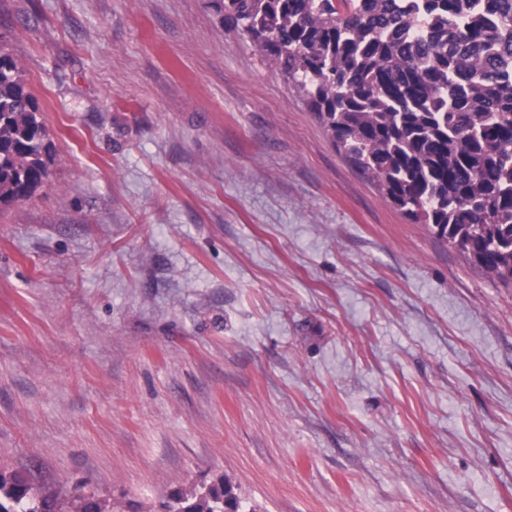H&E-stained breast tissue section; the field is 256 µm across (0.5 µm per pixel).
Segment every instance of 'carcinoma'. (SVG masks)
<instances>
[{
    "label": "carcinoma",
    "mask_w": 512,
    "mask_h": 512,
    "mask_svg": "<svg viewBox=\"0 0 512 512\" xmlns=\"http://www.w3.org/2000/svg\"><path fill=\"white\" fill-rule=\"evenodd\" d=\"M302 91L336 150L405 217L512 282V0H220ZM0 33V204L46 180L50 145ZM221 482L166 512H224ZM0 512H114L0 471Z\"/></svg>",
    "instance_id": "carcinoma-1"
}]
</instances>
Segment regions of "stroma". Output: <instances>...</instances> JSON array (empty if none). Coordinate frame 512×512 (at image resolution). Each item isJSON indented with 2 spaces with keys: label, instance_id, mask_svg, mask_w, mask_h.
Listing matches in <instances>:
<instances>
[{
  "label": "stroma",
  "instance_id": "35a3bbf8",
  "mask_svg": "<svg viewBox=\"0 0 512 512\" xmlns=\"http://www.w3.org/2000/svg\"><path fill=\"white\" fill-rule=\"evenodd\" d=\"M50 145L0 205V468L121 512H512V284L214 0H0ZM173 503L163 504L167 512H225L224 504L236 498L230 484L221 482L204 492L174 493Z\"/></svg>",
  "mask_w": 512,
  "mask_h": 512
}]
</instances>
